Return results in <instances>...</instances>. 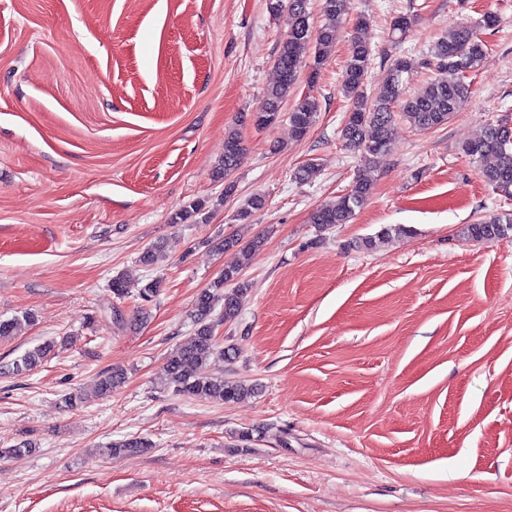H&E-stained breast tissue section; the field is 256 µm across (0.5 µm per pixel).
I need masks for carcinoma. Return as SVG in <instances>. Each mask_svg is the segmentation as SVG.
Segmentation results:
<instances>
[{
	"label": "carcinoma",
	"instance_id": "carcinoma-1",
	"mask_svg": "<svg viewBox=\"0 0 512 512\" xmlns=\"http://www.w3.org/2000/svg\"><path fill=\"white\" fill-rule=\"evenodd\" d=\"M288 9V33L279 43L274 64L276 81L264 91L259 112V124L271 126L281 115L283 105L293 92L300 76L304 57L311 56L307 83L315 85L320 70L336 44L337 23L348 11V0H320V11L325 22L313 28L309 0H267V9L278 13ZM498 18L489 13L481 22L472 25L457 23L448 28L431 48L435 60V76L409 96L404 95V84L409 76L410 63L403 57L392 60L381 94L371 98L366 93V82L371 64L372 48L359 37L349 44L344 65L341 90L350 100L341 136L345 145L360 155L361 168L349 189L335 201L316 208L310 221L322 228L350 223L356 211L362 209L372 193L370 173L385 159L397 117H403L419 130H429L448 123L459 112L471 95L467 75L480 69L489 57L488 46L480 36V28L497 25ZM320 112L318 98L308 93L288 113L293 138L304 139ZM244 151L240 135L230 130L224 136V156L215 172V179L224 181V196L233 194L235 184L228 177L235 170ZM462 152L480 165L484 182L506 197H512V120L501 119L486 127L477 140L462 145ZM266 198L255 194L237 211L236 220L249 221L253 213L264 209ZM205 202L193 201L178 210L171 219L174 224H185L204 214ZM467 235L476 241L512 237V213L481 219L467 225ZM265 239L256 236L245 244L229 236L212 242L218 252H233L231 261L213 284L196 297L193 308V336L178 347L163 365L166 385L176 394L186 397H205L217 401H234L255 392L256 386L242 381L229 382L222 376L201 375V369L222 359L230 361L236 355L232 346L223 347L215 335L218 322H233L241 311L244 298L250 291L249 282L242 272L249 268L263 251ZM221 307L219 317L212 315ZM34 316L26 313L20 317L0 321V338H8L21 327L31 324ZM55 344L46 341L27 350L14 362L18 372L31 371L54 351ZM125 374L118 369L99 373L92 391L97 396H110L123 384ZM149 447L148 441L131 437L114 442L105 448L111 456H134Z\"/></svg>",
	"mask_w": 512,
	"mask_h": 512
}]
</instances>
